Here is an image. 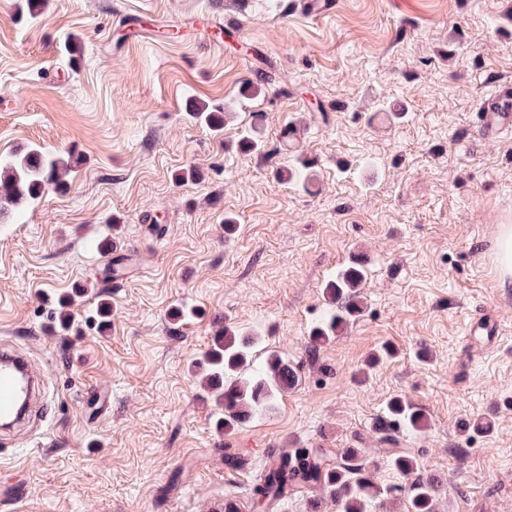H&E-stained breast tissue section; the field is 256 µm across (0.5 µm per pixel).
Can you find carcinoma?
<instances>
[{
	"label": "carcinoma",
	"instance_id": "cac0c4a2",
	"mask_svg": "<svg viewBox=\"0 0 512 512\" xmlns=\"http://www.w3.org/2000/svg\"><path fill=\"white\" fill-rule=\"evenodd\" d=\"M196 118L215 131L224 126V113L215 112L205 104H194ZM81 164L73 154H58L34 147L18 161L0 159V219L18 211L24 202L40 197L47 188L67 185L66 177ZM362 266H350L336 274L324 287V296L333 305L331 314L310 333V350L329 342L354 317L362 312L358 288L364 279ZM80 294L75 289L58 299L59 327L69 328L71 307ZM255 340L224 328L205 357L198 363L201 384L215 403L224 410L218 425L226 431L272 409L278 396L297 381L296 369L276 354L267 357L262 372L244 376L250 364ZM427 419L422 410L403 396L391 398L375 423V430L388 438L407 429L420 431ZM388 462L407 482L403 486L408 498L407 512H436L441 485L422 473L416 458L390 448L385 449ZM325 487L341 505L342 512H367V504L378 496L372 475L360 457L359 449L347 448L336 459L323 453L298 450L295 455L283 454L259 478L254 486L252 508L267 512L275 501L290 489Z\"/></svg>",
	"mask_w": 512,
	"mask_h": 512
}]
</instances>
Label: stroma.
Segmentation results:
<instances>
[{"instance_id": "35a3bbf8", "label": "stroma", "mask_w": 512, "mask_h": 512, "mask_svg": "<svg viewBox=\"0 0 512 512\" xmlns=\"http://www.w3.org/2000/svg\"><path fill=\"white\" fill-rule=\"evenodd\" d=\"M336 2L311 17L299 0H49L33 20L0 0V156L82 160L0 224V345L45 380L42 411L0 431V512H251L257 473L298 448L364 449L370 512H406L388 448L442 485L437 512H512V288L495 258L512 135L480 139L475 116L512 80V0ZM192 100L231 108L223 135ZM255 125L258 153L240 144ZM106 238L132 259L116 285ZM358 259L361 314L309 351L326 282ZM76 287L64 331L57 299ZM484 314L502 336L469 343ZM227 325L260 335L255 363L274 351L299 371L229 435L194 374ZM395 396L428 422L386 440L374 421ZM482 416L494 429L469 430Z\"/></svg>"}]
</instances>
